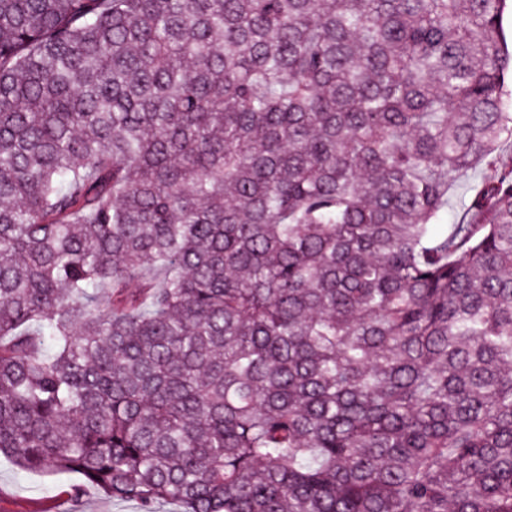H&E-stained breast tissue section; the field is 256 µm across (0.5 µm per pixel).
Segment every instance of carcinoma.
I'll return each instance as SVG.
<instances>
[{"instance_id":"1","label":"carcinoma","mask_w":512,"mask_h":512,"mask_svg":"<svg viewBox=\"0 0 512 512\" xmlns=\"http://www.w3.org/2000/svg\"><path fill=\"white\" fill-rule=\"evenodd\" d=\"M506 2L0 0V456L140 512H512ZM484 178L482 166L469 171L465 176L452 180L448 191V221L453 224L461 215L462 210L471 194V187Z\"/></svg>"}]
</instances>
